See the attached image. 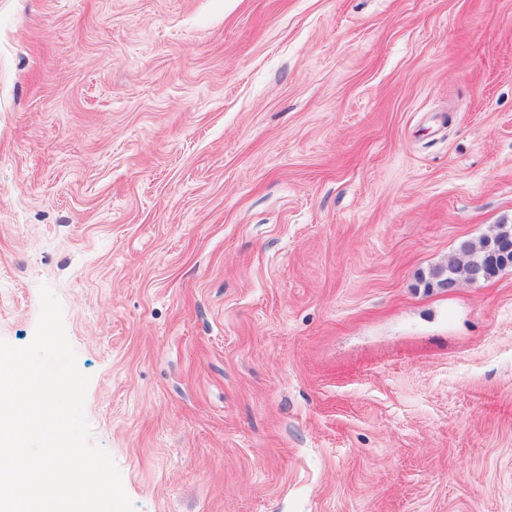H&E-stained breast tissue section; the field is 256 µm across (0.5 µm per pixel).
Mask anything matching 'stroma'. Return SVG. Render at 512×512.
Masks as SVG:
<instances>
[{
    "mask_svg": "<svg viewBox=\"0 0 512 512\" xmlns=\"http://www.w3.org/2000/svg\"><path fill=\"white\" fill-rule=\"evenodd\" d=\"M512 0H0V339L41 285L135 512H512ZM501 227L502 229L499 234L498 230L492 236L484 237L478 244H471L468 241L463 242L459 246V251L467 258L466 261L461 263L455 258H451L448 260L447 265L433 268L429 272L428 277H431V274L433 272L436 273L440 268L448 266V271H451L457 279L464 277L467 280L470 270L469 282L477 284L490 280V273L493 269L500 265L511 263L512 261V230L507 228L506 225H502ZM495 236L496 238L489 242L485 254L484 249L487 242ZM482 258L483 260L481 262L470 268L474 261Z\"/></svg>",
    "mask_w": 512,
    "mask_h": 512,
    "instance_id": "1",
    "label": "stroma"
}]
</instances>
